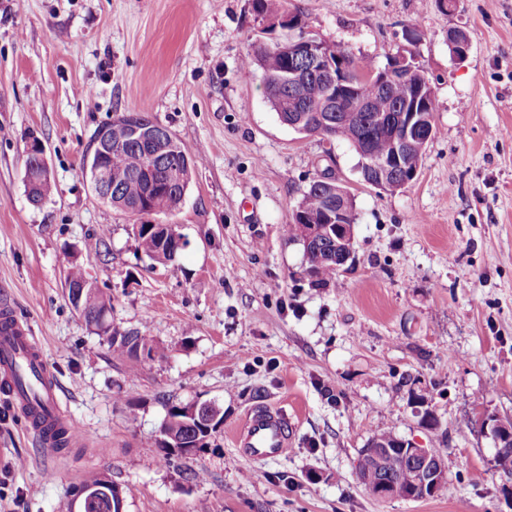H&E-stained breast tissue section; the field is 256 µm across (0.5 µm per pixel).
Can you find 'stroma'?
Segmentation results:
<instances>
[{
    "mask_svg": "<svg viewBox=\"0 0 512 512\" xmlns=\"http://www.w3.org/2000/svg\"><path fill=\"white\" fill-rule=\"evenodd\" d=\"M307 34L384 67L412 53L438 109L416 179L363 182L342 140L298 133L271 108L251 44L286 37L253 0H0V301L31 327L80 437L43 445L0 393V512H65L100 472L123 512H512V475L476 416L512 419V0H287ZM471 35L455 61L448 32ZM144 112L201 160L165 215L175 261L139 250L135 218L101 204L84 156L98 126ZM52 191L25 192L26 140ZM346 182L355 251L338 286L310 287L283 227L318 173ZM111 302L112 351L68 301L71 260ZM211 401L208 448L166 458L170 406ZM287 412L285 454L243 458L249 410ZM390 432L440 451L446 488L372 498L362 448ZM107 330L105 332L110 331V335L108 340L110 342V346H112L113 351H119L121 353H127L131 356H138L142 354L151 358L156 353L155 348L149 344V341L145 336H141L140 334L134 333H118L116 331H112V324L109 323L108 319H106Z\"/></svg>",
    "mask_w": 512,
    "mask_h": 512,
    "instance_id": "35a3bbf8",
    "label": "stroma"
}]
</instances>
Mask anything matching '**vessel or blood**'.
I'll return each mask as SVG.
<instances>
[{
    "instance_id": "1",
    "label": "vessel or blood",
    "mask_w": 512,
    "mask_h": 512,
    "mask_svg": "<svg viewBox=\"0 0 512 512\" xmlns=\"http://www.w3.org/2000/svg\"><path fill=\"white\" fill-rule=\"evenodd\" d=\"M25 367L38 374L41 392L39 402H31L28 392L16 383L18 372ZM0 389L7 393L23 415H30L34 408H42L46 415L45 422L34 421L30 427L46 443L54 441L52 432L45 429L49 422L62 424L68 438L73 439L78 435L79 430L74 423L61 422L57 382L50 373L29 325L21 322L9 306L0 308ZM288 440L287 416L278 410L256 408L249 413L244 431L236 437L235 445L241 448L246 457L271 458L286 451Z\"/></svg>"
}]
</instances>
